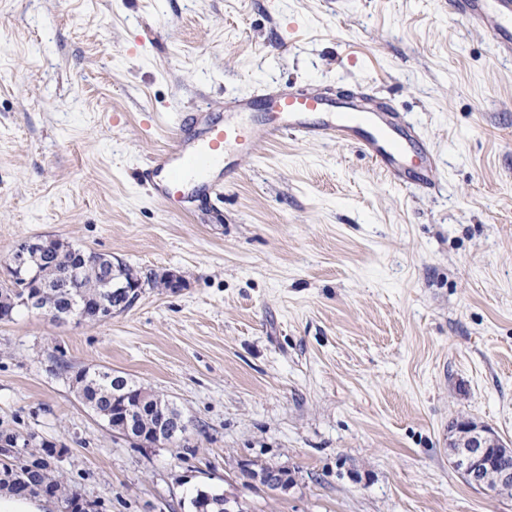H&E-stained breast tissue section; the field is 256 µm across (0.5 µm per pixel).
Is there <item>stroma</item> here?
<instances>
[{"instance_id":"35a3bbf8","label":"stroma","mask_w":512,"mask_h":512,"mask_svg":"<svg viewBox=\"0 0 512 512\" xmlns=\"http://www.w3.org/2000/svg\"><path fill=\"white\" fill-rule=\"evenodd\" d=\"M291 85L388 102L438 189L291 138L186 214L140 184L177 117ZM48 235L184 280L107 322L0 321V427L97 512H512L448 450L459 417L512 442V59L448 0H0V282ZM63 361L167 396L184 440L112 433ZM224 502L223 494L200 490L191 500V505L195 509L194 512H227L224 510Z\"/></svg>"}]
</instances>
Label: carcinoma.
<instances>
[{
    "instance_id": "obj_1",
    "label": "carcinoma",
    "mask_w": 512,
    "mask_h": 512,
    "mask_svg": "<svg viewBox=\"0 0 512 512\" xmlns=\"http://www.w3.org/2000/svg\"><path fill=\"white\" fill-rule=\"evenodd\" d=\"M32 265L39 273L30 288L35 304L59 323L112 299V280L134 277L131 267L112 262L109 255L90 256L61 241L52 254L34 258ZM74 381L81 400L114 431L128 423L134 431L144 433L164 421L165 415L154 406L157 396L125 376L81 370ZM172 414L178 421H164L166 426L180 427L181 434L187 432L188 421L182 413L174 407ZM0 456L5 457L0 462V489L24 496V486L41 485L45 495L56 501L70 502L80 497L62 472L55 469L45 475L44 458L53 456L52 446H45L40 455H11L0 447ZM224 502V495L200 490L191 505L195 512H225Z\"/></svg>"
}]
</instances>
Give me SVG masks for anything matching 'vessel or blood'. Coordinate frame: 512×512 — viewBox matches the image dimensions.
I'll use <instances>...</instances> for the list:
<instances>
[{
  "label": "vessel or blood",
  "instance_id": "b4317fda",
  "mask_svg": "<svg viewBox=\"0 0 512 512\" xmlns=\"http://www.w3.org/2000/svg\"><path fill=\"white\" fill-rule=\"evenodd\" d=\"M451 13L482 32L495 50L512 57V0H448ZM171 148L151 159L143 179L164 204H184L232 178L240 157H257L268 145L301 141L356 146L396 184L433 190L436 159L414 124L364 92L336 99L322 92L264 89L224 103L223 118L196 113L193 124L178 120Z\"/></svg>",
  "mask_w": 512,
  "mask_h": 512
}]
</instances>
